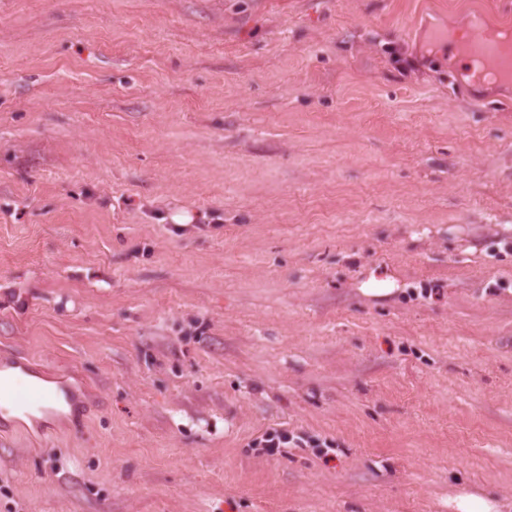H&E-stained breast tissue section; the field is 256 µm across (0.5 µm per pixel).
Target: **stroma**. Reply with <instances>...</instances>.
I'll use <instances>...</instances> for the list:
<instances>
[{"label": "stroma", "instance_id": "stroma-1", "mask_svg": "<svg viewBox=\"0 0 512 512\" xmlns=\"http://www.w3.org/2000/svg\"><path fill=\"white\" fill-rule=\"evenodd\" d=\"M473 16L512 30L0 0V365L85 409L0 432V512L512 505V79L449 62ZM456 512H501L502 504L477 492H462L453 499Z\"/></svg>", "mask_w": 512, "mask_h": 512}]
</instances>
